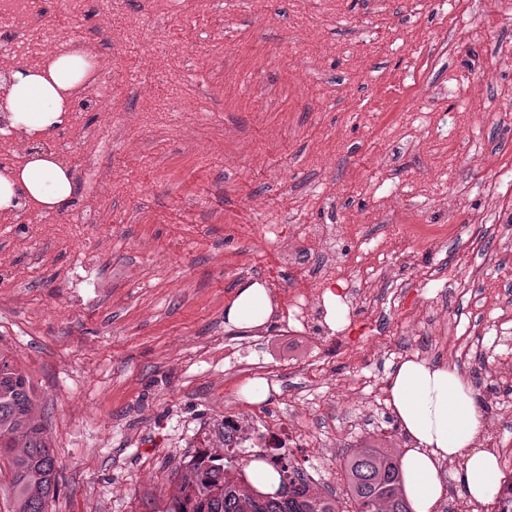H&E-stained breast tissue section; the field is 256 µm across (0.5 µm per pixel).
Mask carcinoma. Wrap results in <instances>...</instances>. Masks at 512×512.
Here are the masks:
<instances>
[{
	"label": "carcinoma",
	"mask_w": 512,
	"mask_h": 512,
	"mask_svg": "<svg viewBox=\"0 0 512 512\" xmlns=\"http://www.w3.org/2000/svg\"><path fill=\"white\" fill-rule=\"evenodd\" d=\"M37 394L29 376L0 349V474L8 472L0 490L11 502L9 512H49L58 487L59 463L47 427L36 415ZM264 454L239 456L197 452L183 463L176 493L160 502L145 494V512H345L336 495L311 494L301 472L278 470L279 489L262 494L250 483L251 462ZM343 495L351 512H412L403 494L401 457L369 445L350 455L344 465ZM495 512H512V477L500 482Z\"/></svg>",
	"instance_id": "obj_1"
}]
</instances>
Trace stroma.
I'll use <instances>...</instances> for the list:
<instances>
[{
    "label": "stroma",
    "instance_id": "stroma-1",
    "mask_svg": "<svg viewBox=\"0 0 512 512\" xmlns=\"http://www.w3.org/2000/svg\"><path fill=\"white\" fill-rule=\"evenodd\" d=\"M104 6L75 30H129L112 49V118L84 101L74 109L110 138L90 158L73 148L68 166L76 178L101 174L112 196L78 192L61 209L29 211L28 224L93 221L76 241L0 227V348L31 378L55 443L50 512H138L144 493L172 494L176 469L244 400L225 373L224 309L255 280L273 301L260 330L273 374L264 401L306 433L302 472L319 493L341 491L354 449L409 448L379 407L388 376L415 353L451 364L464 333L479 358L458 371L499 397L482 411L483 443L507 471L512 358L485 331L512 313V249L469 219L496 179L483 155L503 150L512 164V73L494 69L512 52V0H212L208 15L197 0ZM173 41L183 44L174 71L162 61ZM144 57L158 61L149 123L139 119ZM394 72L404 82L386 108L379 90ZM445 112L455 123H439ZM272 222L394 235L365 283L376 299L368 319L330 323L359 338L354 357L313 331L322 367H289L301 347L278 321L302 275L260 262L289 244L264 238ZM464 223L466 235L415 245L432 225ZM360 366L374 386L356 394Z\"/></svg>",
    "mask_w": 512,
    "mask_h": 512
}]
</instances>
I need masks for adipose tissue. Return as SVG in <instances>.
<instances>
[{
    "label": "adipose tissue",
    "instance_id": "1",
    "mask_svg": "<svg viewBox=\"0 0 512 512\" xmlns=\"http://www.w3.org/2000/svg\"><path fill=\"white\" fill-rule=\"evenodd\" d=\"M87 77L83 54H61L39 66L14 71L8 95L14 130L45 133L68 119L74 92ZM74 191L70 169L55 154L36 151L0 173V212L33 204L61 208ZM273 310L266 286L255 281L240 288L224 311L228 330L263 327ZM389 404L410 440L402 456L403 489L413 512H433L443 495L440 465L458 461L454 474L469 503L483 504L496 490L498 460L483 449L484 420L473 390L456 367L434 364L419 355L405 357L390 373Z\"/></svg>",
    "mask_w": 512,
    "mask_h": 512
}]
</instances>
